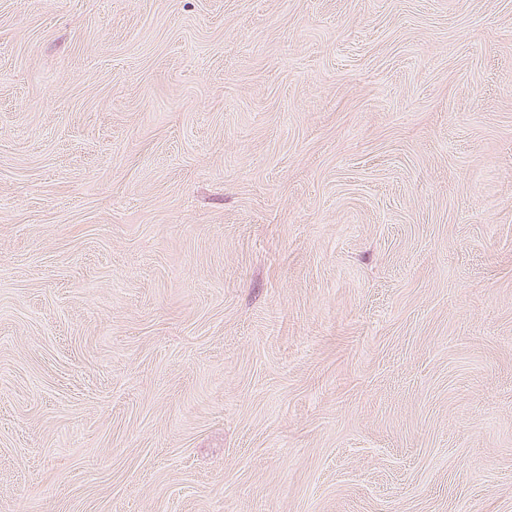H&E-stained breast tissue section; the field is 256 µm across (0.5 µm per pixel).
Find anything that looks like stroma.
<instances>
[{
	"mask_svg": "<svg viewBox=\"0 0 512 512\" xmlns=\"http://www.w3.org/2000/svg\"><path fill=\"white\" fill-rule=\"evenodd\" d=\"M0 512H512V0H0Z\"/></svg>",
	"mask_w": 512,
	"mask_h": 512,
	"instance_id": "35a3bbf8",
	"label": "stroma"
}]
</instances>
